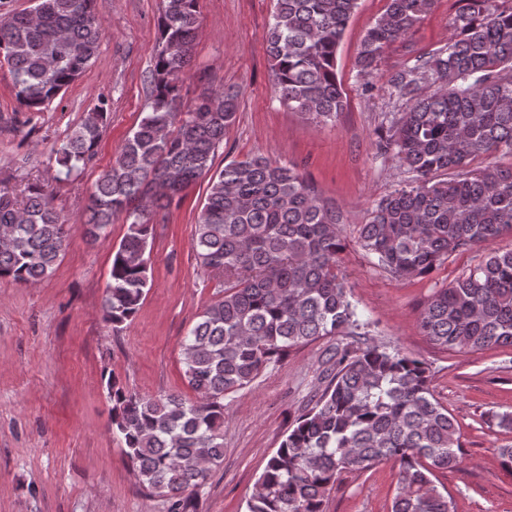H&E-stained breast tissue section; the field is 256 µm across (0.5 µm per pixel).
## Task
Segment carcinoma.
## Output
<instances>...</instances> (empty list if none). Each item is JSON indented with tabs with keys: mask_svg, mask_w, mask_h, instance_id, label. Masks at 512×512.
<instances>
[{
	"mask_svg": "<svg viewBox=\"0 0 512 512\" xmlns=\"http://www.w3.org/2000/svg\"><path fill=\"white\" fill-rule=\"evenodd\" d=\"M93 0H35L0 13V62L15 97L41 112L91 65L105 35ZM448 44L403 64L389 86L405 101L376 142L411 174L360 225L366 255L396 279L426 274L457 251L512 232V167L477 166L512 157V8L462 0ZM435 0H388L366 32L361 71L381 64ZM358 0H273L267 53L280 102L314 123H333L347 107L336 51ZM199 0H162L159 49L149 112L91 192L79 228L91 242L125 216L112 253L104 319L119 330L136 314L149 284L146 252L154 220L199 178L208 193L194 229L201 267L224 296L207 306L182 344L184 379L197 399L126 391L111 379L112 426L122 435L139 481L188 512L190 492L224 460V396L250 386L293 347L324 336L367 335L339 268L342 214L294 164L261 155L213 171L215 153L235 124L237 95L204 88L186 106L184 76L198 29ZM429 83L437 90L421 92ZM109 106L101 99L55 150L58 174L96 157ZM440 171H451L436 180ZM74 229L47 186L17 202L0 191V278L20 284L50 275ZM420 333L444 351L512 346V249L484 261L420 309ZM327 383L270 456L248 512H325L342 473L390 464L399 471L391 512H453L436 473L458 463L459 426L433 395L424 363L363 340L332 356Z\"/></svg>",
	"mask_w": 512,
	"mask_h": 512,
	"instance_id": "carcinoma-1",
	"label": "carcinoma"
}]
</instances>
